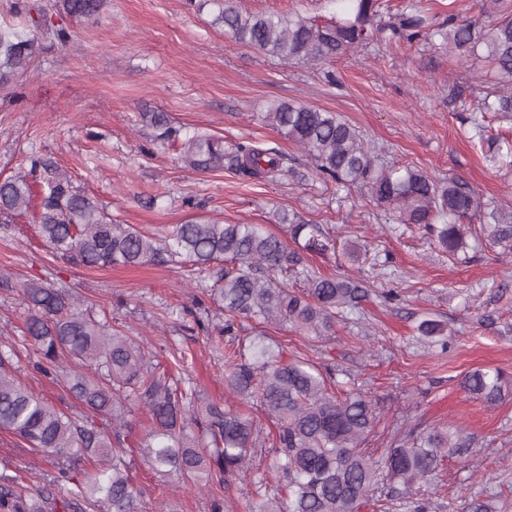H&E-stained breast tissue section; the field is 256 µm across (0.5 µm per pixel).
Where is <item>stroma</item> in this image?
Here are the masks:
<instances>
[{
  "mask_svg": "<svg viewBox=\"0 0 512 512\" xmlns=\"http://www.w3.org/2000/svg\"><path fill=\"white\" fill-rule=\"evenodd\" d=\"M36 30L27 69L0 85V180L28 166L30 155L54 162L74 186L119 224L164 234L188 220L263 224L288 239V222L321 225L335 250L308 257L321 276L367 280L369 295L329 340L269 324L270 344L286 356L335 366L339 381L378 399L380 422L367 446L385 455L396 435L459 429L471 462L444 459L430 480L396 497L390 512H472L476 502L512 512V396L489 406L469 398L460 380L475 369L512 376V254L470 242L449 254L416 224L390 219L366 189L336 190L292 141L261 119L289 101L334 112L389 163L433 177H460L484 198L512 210V167L497 143L512 142V113H485L488 142L473 137L486 93L503 83L485 60L464 59L431 42L376 39L340 61L284 62L239 42L215 25L213 0H106L98 16L75 20L59 0H25ZM252 13L300 14L317 22L338 16L331 0H235ZM416 4L431 24L448 15L480 18V0H387V24ZM65 28L68 44L53 36ZM166 113L183 133L203 130L225 144L276 148L288 176L271 182L235 171L198 173L182 162L184 141L165 140L140 119ZM0 350L15 378L63 412H80L65 378L35 364L27 341L30 282L73 293L81 309L108 317L132 336L195 398L221 402L224 341L213 327L224 316L205 295L216 273L173 265L87 268L53 255L35 211L0 223ZM440 321L442 341L421 338L417 324ZM54 469L17 435L0 430V479L33 494ZM144 489L143 512H212L207 489L156 474L142 459L130 470Z\"/></svg>",
  "mask_w": 512,
  "mask_h": 512,
  "instance_id": "1",
  "label": "stroma"
}]
</instances>
